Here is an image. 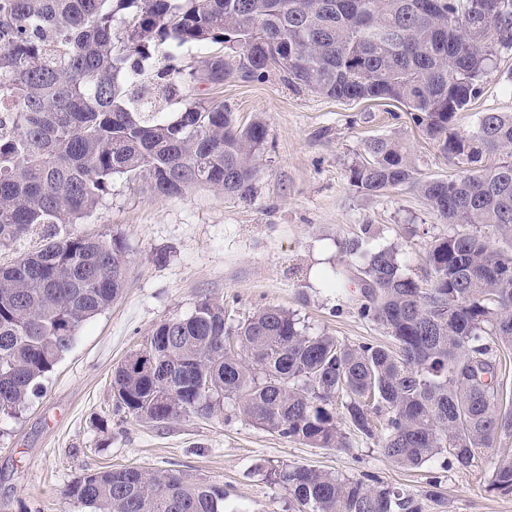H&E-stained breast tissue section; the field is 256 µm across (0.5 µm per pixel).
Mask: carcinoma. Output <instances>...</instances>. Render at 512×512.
Segmentation results:
<instances>
[{
  "mask_svg": "<svg viewBox=\"0 0 512 512\" xmlns=\"http://www.w3.org/2000/svg\"><path fill=\"white\" fill-rule=\"evenodd\" d=\"M285 38L300 64L280 70ZM185 44L219 45L234 60L178 65ZM500 48H512V0H0V98L13 102L0 111V245L44 228L36 250L0 264V415L27 405L130 272L121 238L54 228L95 212L117 176L158 196L203 186L252 197L265 122L240 126L224 102L182 90L278 73L336 100L405 107L463 168L424 178L399 138L377 137L349 180L368 194L407 187L461 230L431 243L425 287L394 251L348 245L362 261L358 313L387 330L391 347L309 335L279 307L229 329L224 306L206 299L115 367L113 395L152 423L209 416L227 399L285 439L344 448L332 412L341 395L346 421L367 439L383 433L395 466L442 454L449 469L474 466L512 430L493 349L512 347V160L483 165L512 147V115L487 112L467 133L453 125ZM170 102L181 111H164ZM271 475L298 512H425L437 501L434 479L413 494L305 466ZM486 490L512 496V461L492 468ZM65 495L91 512H224V486L172 470L109 468Z\"/></svg>",
  "mask_w": 512,
  "mask_h": 512,
  "instance_id": "carcinoma-1",
  "label": "carcinoma"
}]
</instances>
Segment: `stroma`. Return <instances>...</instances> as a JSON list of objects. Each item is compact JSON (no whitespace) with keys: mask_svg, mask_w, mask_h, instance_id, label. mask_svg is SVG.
I'll use <instances>...</instances> for the list:
<instances>
[{"mask_svg":"<svg viewBox=\"0 0 512 512\" xmlns=\"http://www.w3.org/2000/svg\"><path fill=\"white\" fill-rule=\"evenodd\" d=\"M480 87L459 116L462 131L473 130L484 113L512 114V49L497 53ZM200 95L224 102L239 124L265 122L255 193L246 201L196 187L160 197L117 178L82 223L59 225L63 235L120 236L131 273L120 298L79 328L41 391L17 415L0 416V512H88L66 497L67 487L111 467L183 470L221 484L224 512H293L288 493L269 477L285 464L369 474L408 493L422 492L433 477L445 512H512L511 497L485 489L488 473L512 448V435L467 470L446 469L438 458L406 470L383 456L379 440L352 430L346 447L312 448L246 421L228 403L212 415L162 425L136 421L117 406L114 368L157 325L189 315L204 299L223 304L231 327L277 306L309 333L348 345H391L385 328L360 319L353 284L322 287L314 269L349 270L344 245L357 240L366 251L394 250L403 272L424 283L430 243L456 230L407 188L371 195L349 180L366 141L395 135L422 175L457 173L401 106L338 101L276 75L263 83L231 76Z\"/></svg>","mask_w":512,"mask_h":512,"instance_id":"stroma-1","label":"stroma"}]
</instances>
